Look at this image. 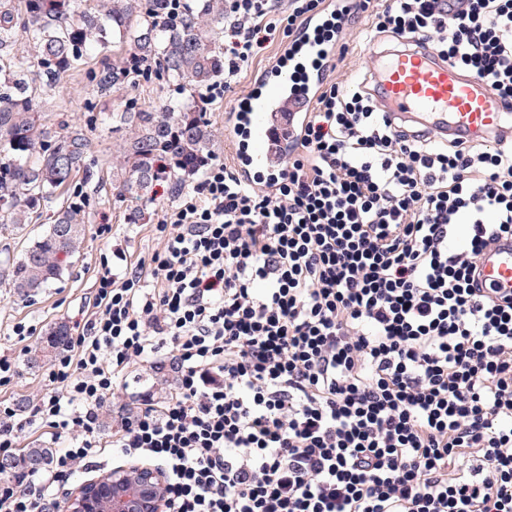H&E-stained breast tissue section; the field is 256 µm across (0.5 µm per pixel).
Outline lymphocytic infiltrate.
Wrapping results in <instances>:
<instances>
[{"instance_id":"f902f5d3","label":"lymphocytic infiltrate","mask_w":512,"mask_h":512,"mask_svg":"<svg viewBox=\"0 0 512 512\" xmlns=\"http://www.w3.org/2000/svg\"><path fill=\"white\" fill-rule=\"evenodd\" d=\"M321 2L224 0V71L199 111ZM464 2L359 11L512 103V0ZM195 171L157 218L162 249L101 269L28 417L0 402L1 456L33 423L71 438L43 471L0 476V512H55L114 450L164 468L167 512H512V295L475 278L512 237V144L408 135L327 78L278 172L248 183L212 156ZM160 342L173 392H141L104 436L108 399Z\"/></svg>"}]
</instances>
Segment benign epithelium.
Segmentation results:
<instances>
[{"label": "benign epithelium", "instance_id": "1", "mask_svg": "<svg viewBox=\"0 0 512 512\" xmlns=\"http://www.w3.org/2000/svg\"><path fill=\"white\" fill-rule=\"evenodd\" d=\"M165 473L131 460L74 486L67 512H166Z\"/></svg>", "mask_w": 512, "mask_h": 512}]
</instances>
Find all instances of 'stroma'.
I'll return each instance as SVG.
<instances>
[{
	"label": "stroma",
	"mask_w": 512,
	"mask_h": 512,
	"mask_svg": "<svg viewBox=\"0 0 512 512\" xmlns=\"http://www.w3.org/2000/svg\"><path fill=\"white\" fill-rule=\"evenodd\" d=\"M348 43V51L339 58L333 73L336 81L344 87L356 84L360 74L372 62L365 24H358L351 30ZM278 50V42L268 44L244 72L233 91L227 94L224 102L206 115L215 135L213 153L227 167H234L235 161L232 144L225 133V116L237 96L246 91L258 71L272 62ZM188 101L187 94L181 93L175 85L159 75L142 83L127 80L102 95L92 86L88 71L63 74L57 87L40 99L37 111L41 123L62 134L75 127L83 130L92 144L98 178L89 182L75 180L63 196L64 202L70 205L76 199H83L86 214L83 248L64 280L29 302L19 300L9 289L0 287V355H8L17 360L18 378L12 389L15 399L30 402L44 393L48 364H41L39 368L31 370L27 368L26 362L54 327H69L80 319L82 310L93 298L95 277L100 264H108L113 273L121 275L127 264L149 258L154 250L161 248V241L151 231L153 213L155 209L172 203L180 192L179 185L168 181L153 185L144 198L122 200L113 196L111 187L98 186V179L110 176L120 137L96 123V115L139 108L156 110L176 102L185 104ZM133 208L142 212L140 223L130 224L126 221L127 213ZM101 224L113 228L114 236L110 243H102L96 236L97 227ZM18 322L35 327L33 338L21 342L9 336V329ZM166 357V352L160 351L152 354L148 362L129 368V387L120 391L112 409L113 415L135 408L139 391L150 389L161 395L171 387L173 375L163 366Z\"/></svg>",
	"instance_id": "35a3bbf8"
}]
</instances>
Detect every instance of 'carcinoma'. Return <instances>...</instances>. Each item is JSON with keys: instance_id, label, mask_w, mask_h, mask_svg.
<instances>
[{"instance_id": "1", "label": "carcinoma", "mask_w": 512, "mask_h": 512, "mask_svg": "<svg viewBox=\"0 0 512 512\" xmlns=\"http://www.w3.org/2000/svg\"><path fill=\"white\" fill-rule=\"evenodd\" d=\"M84 0H0V229L21 233L32 222L35 207L53 203L73 179L95 176L91 144L75 129L63 136L38 124L37 101L56 88L68 70L80 71L89 53L109 45L129 46V57L158 63L167 79L202 87L224 67V0H198L188 5L176 27L161 23L162 0H99V9L81 8ZM139 20L131 24L133 12ZM39 47L35 59L14 51L18 31ZM129 66L104 65L91 71L103 93L129 77ZM100 124L125 130L127 138L112 165V191L117 198L138 199L152 186L153 163L169 157L173 176L187 163L212 154L214 134L198 112L174 108L102 114ZM85 224L78 210L60 208L46 230L21 256L0 261V287L21 300L33 298L60 282L80 253ZM53 450L32 447L25 467L40 471Z\"/></svg>"}]
</instances>
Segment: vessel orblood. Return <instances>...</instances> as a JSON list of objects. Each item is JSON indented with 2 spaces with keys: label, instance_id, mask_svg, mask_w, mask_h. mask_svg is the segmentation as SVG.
<instances>
[{
  "label": "vessel or blood",
  "instance_id": "obj_1",
  "mask_svg": "<svg viewBox=\"0 0 512 512\" xmlns=\"http://www.w3.org/2000/svg\"><path fill=\"white\" fill-rule=\"evenodd\" d=\"M354 6V0H335L334 13L313 16L237 98L235 132L245 139L238 150L240 175L272 172L278 147L300 132L320 69L336 55L329 32L336 18L346 17ZM373 56L361 86L392 124L462 141L497 135L512 140V109L480 79L443 61L417 39L397 36L393 46L376 49ZM478 271L481 280L512 289V239L490 245Z\"/></svg>",
  "mask_w": 512,
  "mask_h": 512
}]
</instances>
